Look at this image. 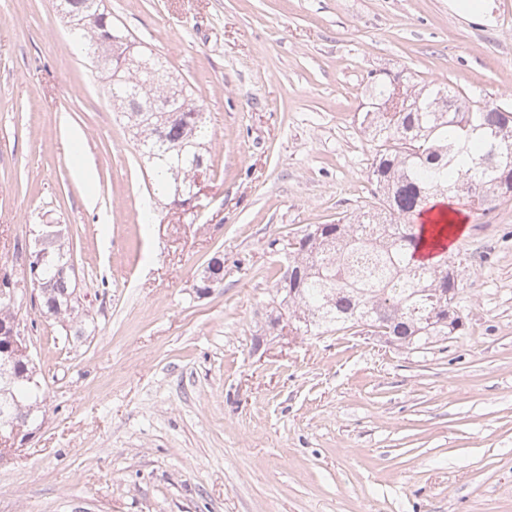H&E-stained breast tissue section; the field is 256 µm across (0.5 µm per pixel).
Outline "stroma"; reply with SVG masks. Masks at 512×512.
Segmentation results:
<instances>
[{
    "label": "stroma",
    "mask_w": 512,
    "mask_h": 512,
    "mask_svg": "<svg viewBox=\"0 0 512 512\" xmlns=\"http://www.w3.org/2000/svg\"><path fill=\"white\" fill-rule=\"evenodd\" d=\"M452 2L106 0L205 104L190 210L148 194L52 0H0V270L25 281L63 225L93 317L65 343L29 311L46 415L0 456V512H512V200L451 249L463 333L408 352L270 325V240L369 195L371 73L512 104V0Z\"/></svg>",
    "instance_id": "35a3bbf8"
}]
</instances>
